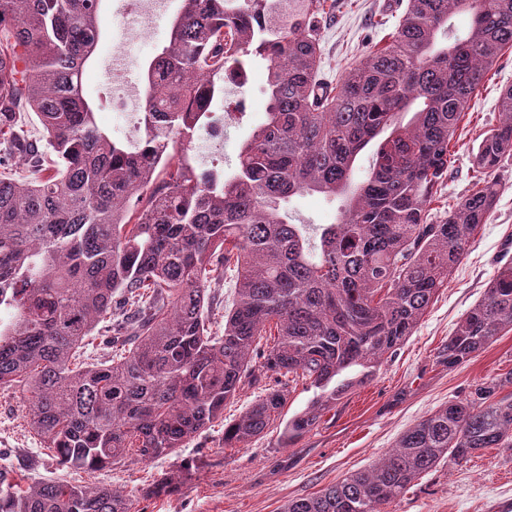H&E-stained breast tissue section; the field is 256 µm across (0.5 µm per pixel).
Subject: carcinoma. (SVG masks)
Returning <instances> with one entry per match:
<instances>
[{"instance_id":"1","label":"carcinoma","mask_w":512,"mask_h":512,"mask_svg":"<svg viewBox=\"0 0 512 512\" xmlns=\"http://www.w3.org/2000/svg\"><path fill=\"white\" fill-rule=\"evenodd\" d=\"M102 0H0V386H22L29 425L61 466L95 472L136 449L168 454L224 414L253 381L255 337L273 378L224 425V446L264 433L284 407L282 378L316 396L288 420L292 440L411 335L477 228L487 223L512 156V86L499 125L474 157L485 174L433 221L457 123L502 52L512 48V0H408L385 47L369 51L339 88L320 78V20L336 0H182L168 44L145 65L137 146L102 130L84 96L85 65L101 40ZM470 17L457 33L451 20ZM259 57L268 71L265 119L238 164L199 169L195 136L217 123L224 81ZM23 60L20 71L14 66ZM36 113L44 150L21 113ZM378 141L355 179V161ZM304 193L341 200L338 220L291 224L282 203ZM238 270L224 332L206 324V284ZM141 305L132 347L85 363L94 335L126 338L111 318ZM512 328V263L439 352L452 367ZM476 386L407 430L370 468L283 512H383L420 476L483 448L512 449V397ZM0 512H131L126 496L51 481L25 490L0 475Z\"/></svg>"}]
</instances>
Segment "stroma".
Wrapping results in <instances>:
<instances>
[{"label":"stroma","instance_id":"stroma-1","mask_svg":"<svg viewBox=\"0 0 512 512\" xmlns=\"http://www.w3.org/2000/svg\"><path fill=\"white\" fill-rule=\"evenodd\" d=\"M406 0H337L322 29V73L339 81L369 49L383 47L397 27ZM118 0H105L103 36L83 76L89 100H101L98 124L112 135L129 138V126L110 104L112 32L122 22ZM246 84L224 86L226 110L235 118L223 139L199 132L192 153L203 168L233 171L242 141L267 107V69L255 58ZM512 86V49L505 51L473 95L449 147L448 178L432 203L433 217L467 196L479 175L473 165L478 146L500 120L497 102ZM499 193L486 224L428 307L410 336L386 356L371 381L351 389L325 410L303 435L285 441L288 419L309 405L313 391L305 381H287L286 404L265 432L241 448L224 445V426L237 420L262 395L268 378L261 351L272 336L255 340L251 365L255 381L224 406L222 419L188 441L176 453L145 461L126 456L121 463L86 474L62 467L28 426L19 387L0 389V472L28 487L49 480L87 482L127 495L131 512H281L288 501L317 492L381 459L399 437L432 411L468 397L477 384L497 378L499 396L512 395V329L456 366L438 357L463 315L481 299L498 269L512 262V157L493 174ZM288 212L296 224H332L338 203L319 193L292 198ZM385 512H512V450L484 448L469 459L448 462L415 480Z\"/></svg>","mask_w":512,"mask_h":512}]
</instances>
